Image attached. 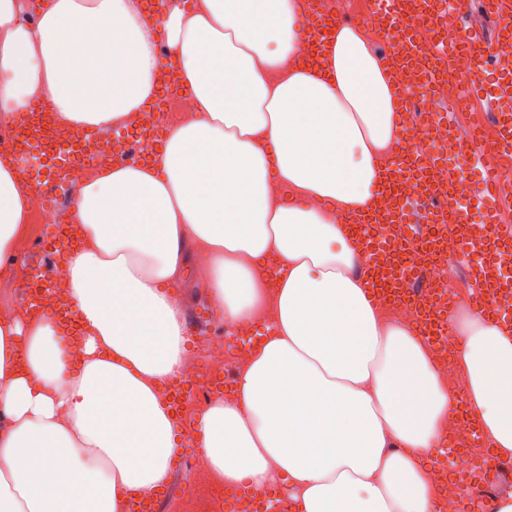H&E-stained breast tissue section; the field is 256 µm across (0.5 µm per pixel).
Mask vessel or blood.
<instances>
[{
  "label": "vessel or blood",
  "mask_w": 512,
  "mask_h": 512,
  "mask_svg": "<svg viewBox=\"0 0 512 512\" xmlns=\"http://www.w3.org/2000/svg\"><path fill=\"white\" fill-rule=\"evenodd\" d=\"M465 0H363V11L384 17L387 37L399 38L402 43L401 64L413 71L421 84L432 86L441 78V71L452 58L447 44H438L429 59L428 68L417 65V53L413 43V28L422 20L442 21L449 9H463ZM497 40L512 42V0H490L487 8ZM336 13L314 12L309 39L320 45L335 26ZM461 48L470 54L474 77L468 80L465 91L476 86V76L482 75L489 60L487 44L474 33H463ZM166 100H159L153 112L147 113L140 136L161 147L165 126L162 111ZM51 107L45 103L34 104L23 115L14 128L0 135V147L11 150L16 156L31 148H47L48 144L64 145L68 148L71 175L93 166L101 155L103 139L99 131L86 130L78 141H70L67 131L53 128L47 118ZM498 127L493 141H484L474 132L463 138L466 157L473 164H483L487 154L512 155V113L496 115ZM438 155L424 156L406 153L395 165L385 167L384 191L391 194L392 205L386 215L367 212L357 219L354 227L364 249L366 258L363 274L368 277L377 297L386 301L411 303L420 308L422 315L419 328L428 340L438 341L448 333V316L451 312L450 283L435 284L430 281L428 271L437 264H451L452 258L441 249V239L452 235L463 247L479 246L483 259L478 265L472 286L474 309L482 317L501 321L505 315L495 302L502 296L512 294V225L502 223L500 212L504 205L512 203V171L500 168L486 170L485 188L492 197L486 210L487 231L480 239H473L469 219L463 208L445 206V192L437 185L432 173L439 168ZM425 203L426 224L410 227L409 201ZM390 227L392 237L385 244H377L373 234L375 225ZM42 253L47 257L43 270L46 279L52 280L61 272V262L73 249L71 233L50 231L38 240ZM249 499L257 512H281L283 495L272 490H257Z\"/></svg>",
  "instance_id": "obj_1"
}]
</instances>
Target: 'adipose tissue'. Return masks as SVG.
Masks as SVG:
<instances>
[{
  "mask_svg": "<svg viewBox=\"0 0 512 512\" xmlns=\"http://www.w3.org/2000/svg\"><path fill=\"white\" fill-rule=\"evenodd\" d=\"M22 6L0 0L9 116L46 101L62 126L123 125L159 91L162 41L196 110L151 162L81 178L71 333L49 310L0 321V512H127L166 484L188 429L216 484L283 485L290 512H434L433 454L460 413L512 456V329L450 317L457 391L361 272L350 220L380 195L402 123L394 72L358 28L337 25L308 62L305 0H172L152 19L142 0H48L33 27ZM18 166L0 150V265L31 212ZM199 252L226 323L275 318L233 397L187 425L160 395L187 343L163 286Z\"/></svg>",
  "mask_w": 512,
  "mask_h": 512,
  "instance_id": "obj_1",
  "label": "adipose tissue"
}]
</instances>
